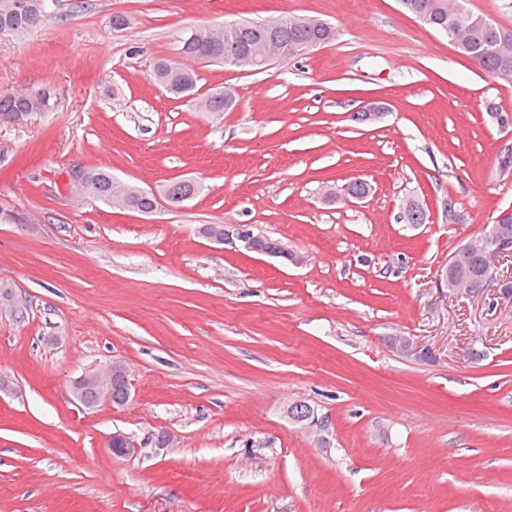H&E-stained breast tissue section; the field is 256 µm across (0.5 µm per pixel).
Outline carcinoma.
<instances>
[{"label":"carcinoma","instance_id":"carcinoma-1","mask_svg":"<svg viewBox=\"0 0 512 512\" xmlns=\"http://www.w3.org/2000/svg\"><path fill=\"white\" fill-rule=\"evenodd\" d=\"M406 13L422 24L443 34L453 35L455 48L470 58L494 79L512 84V31L499 25L484 13L459 12L465 0H399ZM53 0H0V32H9L23 38L42 27L52 16ZM243 28L235 34L224 32V25L189 26L173 34V44L178 56L200 62H217L254 71L264 70L260 54L276 48L283 59L295 57L294 51H305L329 43L336 37V30L321 19L293 14L282 15L273 21H243ZM153 80L167 87L178 99H186L199 112H231L236 107V97L229 90L200 94L197 90L196 71L172 59L156 60L152 71ZM46 97L44 89L0 92V122L12 112L30 107L39 112L48 109L45 102H35V97ZM88 186L85 194L110 206H119L124 193L113 187L112 171L103 168L87 170ZM201 190L190 180H174L166 184L163 195L174 205L193 199ZM407 224H425L427 211L413 200L403 206ZM505 230L512 235V214L493 221L490 229L476 239L494 246ZM448 275L463 274L470 290L484 294L492 283L480 254L459 248L448 258ZM288 418L298 424L317 417L315 409L304 401L288 405Z\"/></svg>","mask_w":512,"mask_h":512}]
</instances>
